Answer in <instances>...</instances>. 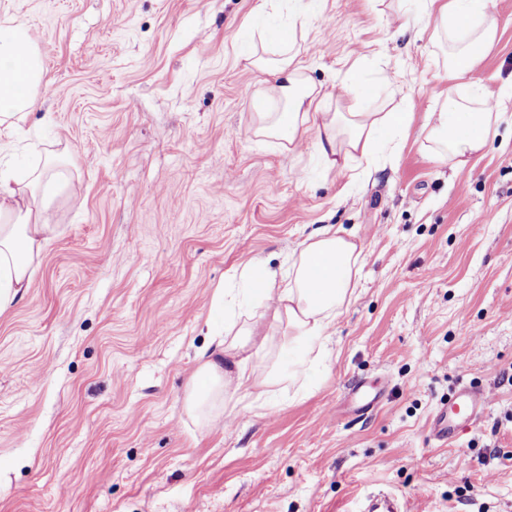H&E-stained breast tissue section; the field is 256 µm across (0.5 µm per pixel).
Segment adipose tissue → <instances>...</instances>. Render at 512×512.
I'll list each match as a JSON object with an SVG mask.
<instances>
[{
	"label": "adipose tissue",
	"mask_w": 512,
	"mask_h": 512,
	"mask_svg": "<svg viewBox=\"0 0 512 512\" xmlns=\"http://www.w3.org/2000/svg\"><path fill=\"white\" fill-rule=\"evenodd\" d=\"M493 0H404L403 16L418 15L431 23L450 85L420 128L423 149L435 160L463 173L499 133L502 108L512 100V79L492 91L472 81L471 73L493 49L498 23ZM295 42L284 37L271 56L249 51L248 66L269 78L265 95L277 102L275 112L257 115L254 135L273 138L288 151L299 149L314 134L315 149L330 169L358 160L371 171L379 150L404 137L411 115L403 110L372 112L350 95L349 76L336 77L335 91L311 82ZM0 67L12 75L0 78V127L22 134L43 82L45 67L38 42L23 24L0 27ZM339 108L322 111L328 99ZM41 173L0 167V314L10 310L31 286L49 246L53 225L42 218L38 191ZM364 245L333 224L307 235L290 253L284 275L264 273L259 263L243 266L242 277L261 272L263 310L237 328L207 325L208 343L197 354L183 407L199 430L224 418L229 396L242 393L252 408H267L282 386L297 383L317 362L331 359L332 330L359 286Z\"/></svg>",
	"instance_id": "1"
}]
</instances>
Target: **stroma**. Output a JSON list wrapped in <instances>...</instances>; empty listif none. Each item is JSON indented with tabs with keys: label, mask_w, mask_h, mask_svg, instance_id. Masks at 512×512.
Returning a JSON list of instances; mask_svg holds the SVG:
<instances>
[{
	"label": "stroma",
	"mask_w": 512,
	"mask_h": 512,
	"mask_svg": "<svg viewBox=\"0 0 512 512\" xmlns=\"http://www.w3.org/2000/svg\"><path fill=\"white\" fill-rule=\"evenodd\" d=\"M472 77L512 78V0ZM296 40L316 83L361 71L353 96L423 116L448 85L426 19L399 0H303ZM45 63L38 102L0 163L57 166L58 235L0 314V512H357L385 489L411 512H512V139L453 174L415 137L369 179L253 137L270 109L241 58L286 32L283 0H0ZM78 191H69V183ZM325 224L365 245L331 361L257 413L226 402L199 431L185 386L211 294L260 312L236 275L272 269ZM489 394L450 445L433 418L459 382ZM364 382L384 393L359 414Z\"/></svg>",
	"instance_id": "obj_1"
}]
</instances>
